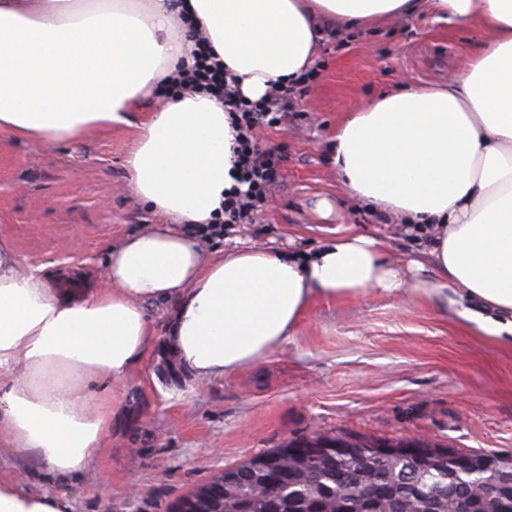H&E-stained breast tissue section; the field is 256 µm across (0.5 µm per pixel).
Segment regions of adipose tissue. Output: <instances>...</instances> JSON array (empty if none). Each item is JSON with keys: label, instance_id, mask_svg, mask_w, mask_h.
Returning a JSON list of instances; mask_svg holds the SVG:
<instances>
[{"label": "adipose tissue", "instance_id": "obj_1", "mask_svg": "<svg viewBox=\"0 0 512 512\" xmlns=\"http://www.w3.org/2000/svg\"><path fill=\"white\" fill-rule=\"evenodd\" d=\"M422 11L490 37L446 85H398L350 113L326 151L348 194L420 254L403 269L354 232L307 252L208 251L193 227L224 219L235 132L205 89L155 102L196 41L257 99L314 65L324 29ZM130 127L128 183L159 221L106 250L102 282L61 287L0 240V446L44 470L65 480L96 457L121 405L110 389L151 349L157 307L173 309L171 346L201 379L264 359L314 301L371 289L512 335V0H0V136L47 147ZM0 512L71 505L0 477Z\"/></svg>", "mask_w": 512, "mask_h": 512}]
</instances>
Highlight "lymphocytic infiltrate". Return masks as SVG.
I'll return each instance as SVG.
<instances>
[{
  "mask_svg": "<svg viewBox=\"0 0 512 512\" xmlns=\"http://www.w3.org/2000/svg\"><path fill=\"white\" fill-rule=\"evenodd\" d=\"M188 80L223 98L236 132L232 166L236 185L224 193L223 224L207 229L208 235L221 236L229 226L251 223L254 212L264 205L282 178V155L261 149L255 132L278 127L288 118L295 109L296 86L274 89L256 100L246 99L223 64L213 61L204 51L200 52Z\"/></svg>",
  "mask_w": 512,
  "mask_h": 512,
  "instance_id": "1",
  "label": "lymphocytic infiltrate"
}]
</instances>
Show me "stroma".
I'll return each mask as SVG.
<instances>
[{"label":"stroma","mask_w":512,"mask_h":512,"mask_svg":"<svg viewBox=\"0 0 512 512\" xmlns=\"http://www.w3.org/2000/svg\"><path fill=\"white\" fill-rule=\"evenodd\" d=\"M486 38L427 12L327 38L315 79L286 123L257 137L286 162L247 242L305 250L346 230L380 236L390 260L417 243L338 185L324 154L337 126L380 90L435 84L462 71ZM132 131L100 130L44 147L0 138V238L30 264L103 273L109 246L156 223L131 193L123 162ZM171 312L154 315L147 357L117 385L119 417L98 456L69 483L0 453V474H22L37 495L72 512H172L224 469L273 448L326 435L404 438L456 450L512 452V346L479 336L420 294L368 291L315 301L288 343L229 377L166 379Z\"/></svg>","instance_id":"1"}]
</instances>
